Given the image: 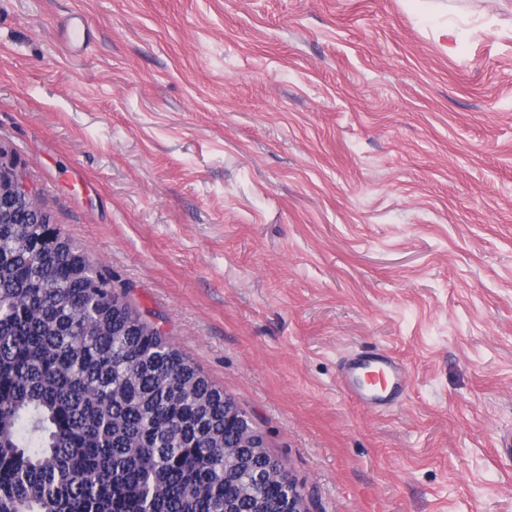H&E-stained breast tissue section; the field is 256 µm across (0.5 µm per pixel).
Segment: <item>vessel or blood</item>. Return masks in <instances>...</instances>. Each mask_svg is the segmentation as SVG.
<instances>
[{"instance_id":"vessel-or-blood-1","label":"vessel or blood","mask_w":512,"mask_h":512,"mask_svg":"<svg viewBox=\"0 0 512 512\" xmlns=\"http://www.w3.org/2000/svg\"><path fill=\"white\" fill-rule=\"evenodd\" d=\"M341 383L347 395L363 408L386 410L405 384V366L390 355L358 356L345 364Z\"/></svg>"}]
</instances>
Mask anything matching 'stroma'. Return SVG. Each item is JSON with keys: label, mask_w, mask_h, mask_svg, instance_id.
<instances>
[{"label": "stroma", "mask_w": 512, "mask_h": 512, "mask_svg": "<svg viewBox=\"0 0 512 512\" xmlns=\"http://www.w3.org/2000/svg\"><path fill=\"white\" fill-rule=\"evenodd\" d=\"M0 151L309 512H512V0H0ZM368 374L375 377V383L364 382ZM341 383L347 395L363 408L387 410L394 404L399 389L405 385V366L389 354L357 356L345 364Z\"/></svg>", "instance_id": "1"}]
</instances>
